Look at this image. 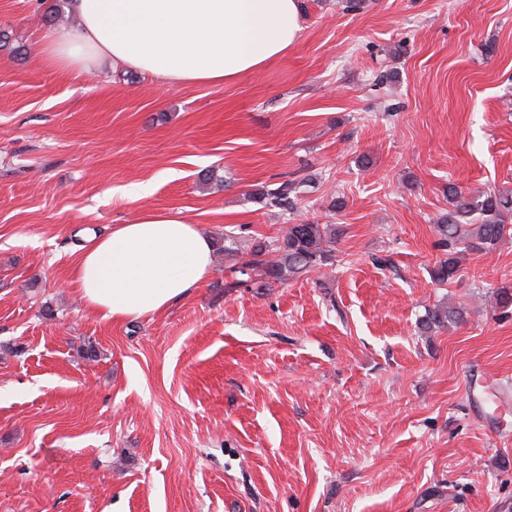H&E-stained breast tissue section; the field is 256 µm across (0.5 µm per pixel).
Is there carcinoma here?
<instances>
[{"label":"carcinoma","mask_w":512,"mask_h":512,"mask_svg":"<svg viewBox=\"0 0 512 512\" xmlns=\"http://www.w3.org/2000/svg\"><path fill=\"white\" fill-rule=\"evenodd\" d=\"M294 193L295 182L285 180L262 196L270 205L288 211L294 209ZM448 199L452 208L436 224L439 246L448 250V257L439 261L431 272L436 283L445 285L458 276L463 255L485 256L495 252L506 233L512 230V192L472 195L450 183ZM219 250L224 252V257L234 260L231 273L248 276L259 288H271L335 265L336 225L288 224L275 238L254 244L244 258L238 257V238L226 233ZM459 315L454 308L440 304L428 310L421 326L429 332Z\"/></svg>","instance_id":"cac0c4a2"}]
</instances>
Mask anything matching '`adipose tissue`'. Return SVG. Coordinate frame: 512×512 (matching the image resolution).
<instances>
[{
    "label": "adipose tissue",
    "instance_id": "1",
    "mask_svg": "<svg viewBox=\"0 0 512 512\" xmlns=\"http://www.w3.org/2000/svg\"><path fill=\"white\" fill-rule=\"evenodd\" d=\"M75 23L47 30L33 56L69 74L106 67L168 84L221 85L261 70L301 39L298 0H69ZM213 243L181 212L144 209L80 247L71 282L116 323L167 309L206 281Z\"/></svg>",
    "mask_w": 512,
    "mask_h": 512
}]
</instances>
